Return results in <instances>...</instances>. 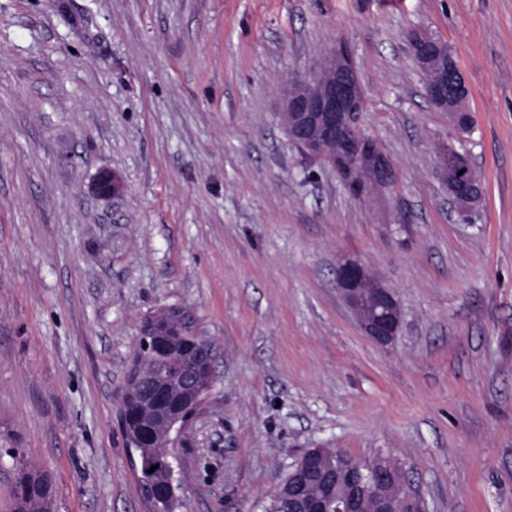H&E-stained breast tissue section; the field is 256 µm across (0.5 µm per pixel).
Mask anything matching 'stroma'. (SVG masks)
<instances>
[{
	"label": "stroma",
	"mask_w": 512,
	"mask_h": 512,
	"mask_svg": "<svg viewBox=\"0 0 512 512\" xmlns=\"http://www.w3.org/2000/svg\"><path fill=\"white\" fill-rule=\"evenodd\" d=\"M415 31L448 44L471 132ZM340 41L396 172L363 203L280 117ZM346 257L395 295L392 344L342 303ZM170 306L214 346L175 512H260L310 448L398 460L427 512H512V0H0V512L23 462L53 512H150L116 405ZM410 45L422 61L425 88L437 108L447 110L448 98L458 102L468 98L466 81L446 43L420 33L411 38ZM452 148L448 147V153L446 154V160L443 164L444 172L448 176V164L451 159H448V155L451 153ZM476 174L471 176H465L461 179L459 172L448 176V194L451 198L461 207L475 206L478 204L481 193L479 190V182L476 180ZM173 328L179 330L181 341L185 345L206 342L202 336H197L195 320L188 311L179 307L167 308L143 320L140 336H138L137 351L129 367L134 368L139 363L148 348L152 347L155 336Z\"/></svg>",
	"instance_id": "obj_1"
}]
</instances>
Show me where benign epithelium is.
Returning a JSON list of instances; mask_svg holds the SVG:
<instances>
[{
    "label": "benign epithelium",
    "mask_w": 512,
    "mask_h": 512,
    "mask_svg": "<svg viewBox=\"0 0 512 512\" xmlns=\"http://www.w3.org/2000/svg\"><path fill=\"white\" fill-rule=\"evenodd\" d=\"M410 45L422 61L425 88L437 108L446 110L448 100L468 98L466 81L448 45L421 33L411 38ZM363 109L364 95L343 44L318 69L292 83L281 100V120L291 139L332 167L357 201L371 198L395 180L390 159L360 132L358 115ZM447 184L458 205L478 204L476 176L463 178L456 173ZM94 191L101 197L116 195L114 175L101 173ZM336 276L361 333L379 346L391 344L402 322L394 295L356 259H343ZM291 470L296 477L288 481V494L302 499L304 512H425L420 496L382 457L360 468L345 463L337 449L310 448Z\"/></svg>",
    "instance_id": "benign-epithelium-1"
}]
</instances>
